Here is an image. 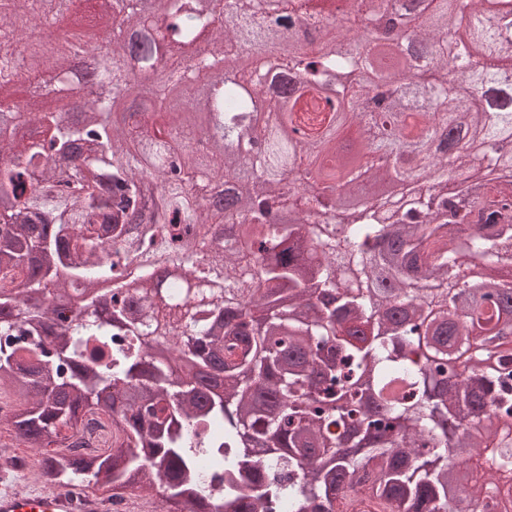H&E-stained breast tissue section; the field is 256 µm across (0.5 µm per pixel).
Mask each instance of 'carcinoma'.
<instances>
[{"label": "carcinoma", "instance_id": "1", "mask_svg": "<svg viewBox=\"0 0 512 512\" xmlns=\"http://www.w3.org/2000/svg\"><path fill=\"white\" fill-rule=\"evenodd\" d=\"M148 2L70 0L109 26L96 47L64 35L96 60V97L77 114L29 98L37 134L0 130V434L40 455L9 477L50 493L106 480L118 503L157 489L164 512H336L354 489L388 512H512V0L489 17L483 0H155L194 49L204 99L183 91ZM53 10L0 0V98L46 63L81 93L63 49L26 34L25 70L8 50L19 19ZM312 15L315 54L277 39ZM362 21L386 38L415 28L428 71L451 63L458 78L398 66L355 80L389 55ZM246 47L266 71L225 82ZM127 52L141 74L165 61L167 75L118 120L113 57ZM293 71L300 96L347 110L315 142L278 114L255 151L257 100ZM348 130L367 167L301 188L279 219L297 168ZM375 184L387 190L347 207ZM209 224L230 225L231 245ZM74 286L87 292L78 311L49 301ZM87 433L96 450L76 451Z\"/></svg>", "mask_w": 512, "mask_h": 512}]
</instances>
